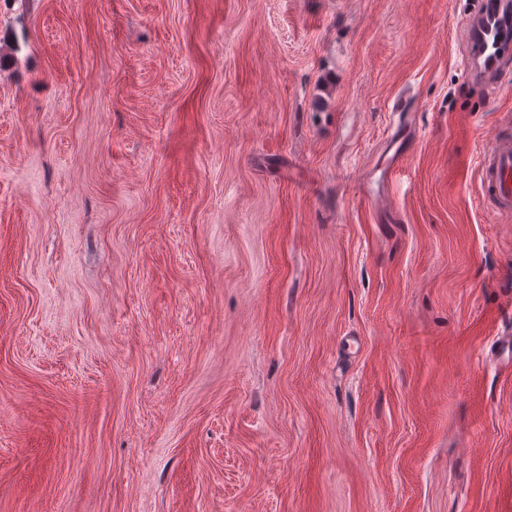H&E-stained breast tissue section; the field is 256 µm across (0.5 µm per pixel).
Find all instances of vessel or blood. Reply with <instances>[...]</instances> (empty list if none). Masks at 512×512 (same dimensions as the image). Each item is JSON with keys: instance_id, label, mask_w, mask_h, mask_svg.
<instances>
[{"instance_id": "1", "label": "vessel or blood", "mask_w": 512, "mask_h": 512, "mask_svg": "<svg viewBox=\"0 0 512 512\" xmlns=\"http://www.w3.org/2000/svg\"><path fill=\"white\" fill-rule=\"evenodd\" d=\"M463 66L468 80L496 88L512 74V0H476L466 27ZM483 206L512 215V133H497L479 158Z\"/></svg>"}]
</instances>
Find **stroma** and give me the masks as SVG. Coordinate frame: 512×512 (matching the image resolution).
<instances>
[{
    "label": "stroma",
    "instance_id": "stroma-1",
    "mask_svg": "<svg viewBox=\"0 0 512 512\" xmlns=\"http://www.w3.org/2000/svg\"><path fill=\"white\" fill-rule=\"evenodd\" d=\"M471 8L0 0V512H512Z\"/></svg>",
    "mask_w": 512,
    "mask_h": 512
}]
</instances>
